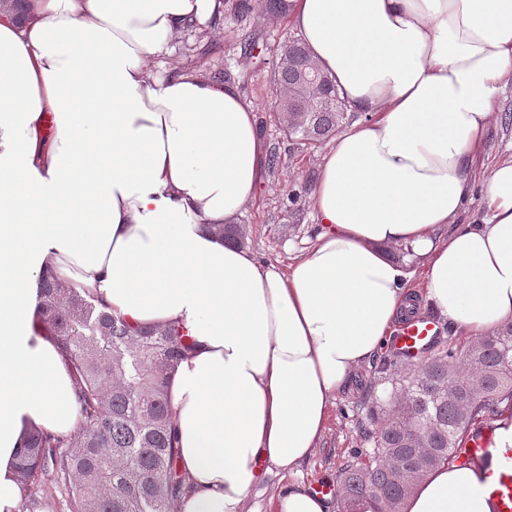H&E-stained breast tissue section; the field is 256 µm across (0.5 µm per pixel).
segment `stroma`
<instances>
[{"label":"stroma","mask_w":512,"mask_h":512,"mask_svg":"<svg viewBox=\"0 0 512 512\" xmlns=\"http://www.w3.org/2000/svg\"><path fill=\"white\" fill-rule=\"evenodd\" d=\"M231 7L230 0H223L203 25L178 34L170 44L171 52L164 57L160 72L167 76L189 70L210 79L228 73L231 84L252 104L265 144L281 142L273 121L275 92L270 82V62L294 27L288 17L258 11L239 23L229 19ZM249 34L267 43L264 63H255L254 59L241 55L239 42ZM323 155L320 149L308 153L291 146L286 164L264 172L254 198L236 216V223L247 228V247L262 259L287 264L317 232L312 192L306 189L305 183L307 178L318 176ZM511 157L512 80L499 98L495 119L475 156L472 172L475 184H482L495 163ZM291 190L299 195L293 206L286 199ZM371 370V364L362 365L349 387L335 400L325 433L309 460L297 473L286 476L276 470L268 475L252 490L246 503L248 512H274V500L284 486L308 489L322 478L340 480L351 449L359 447L363 431L371 427L368 409L372 398L387 396V385H372Z\"/></svg>","instance_id":"1"}]
</instances>
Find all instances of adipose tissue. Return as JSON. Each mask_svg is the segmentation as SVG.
<instances>
[{"label": "adipose tissue", "mask_w": 512, "mask_h": 512, "mask_svg": "<svg viewBox=\"0 0 512 512\" xmlns=\"http://www.w3.org/2000/svg\"><path fill=\"white\" fill-rule=\"evenodd\" d=\"M311 56L365 121L323 158L320 230L287 267L225 245L262 139L237 88L155 61L217 0H37L0 22V512H18L24 433L74 425V387L33 323L43 271L131 326L178 327L169 384L176 512H244L298 469L336 395L387 344L421 279L426 307L479 337L512 325V158L459 224L469 167L512 79V0H291ZM399 245L420 268L388 257ZM491 477L440 466L405 512H492Z\"/></svg>", "instance_id": "obj_1"}]
</instances>
